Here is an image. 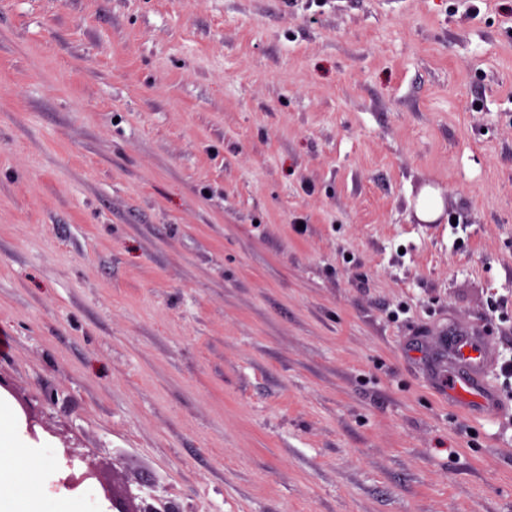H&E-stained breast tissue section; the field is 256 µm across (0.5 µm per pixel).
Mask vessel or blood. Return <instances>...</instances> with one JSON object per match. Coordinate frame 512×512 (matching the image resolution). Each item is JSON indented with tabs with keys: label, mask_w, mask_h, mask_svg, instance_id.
Segmentation results:
<instances>
[{
	"label": "vessel or blood",
	"mask_w": 512,
	"mask_h": 512,
	"mask_svg": "<svg viewBox=\"0 0 512 512\" xmlns=\"http://www.w3.org/2000/svg\"><path fill=\"white\" fill-rule=\"evenodd\" d=\"M414 349L427 362L430 384L454 406L484 416L507 411L508 405L488 382L498 363V349L485 328H460L437 337H416Z\"/></svg>",
	"instance_id": "b4317fda"
}]
</instances>
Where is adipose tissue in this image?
<instances>
[{"label":"adipose tissue","instance_id":"ef3b65f1","mask_svg":"<svg viewBox=\"0 0 512 512\" xmlns=\"http://www.w3.org/2000/svg\"><path fill=\"white\" fill-rule=\"evenodd\" d=\"M19 424L10 403L0 398V512H91L86 503L73 504L66 497L41 498L30 494L25 482H38L44 458L19 454Z\"/></svg>","mask_w":512,"mask_h":512}]
</instances>
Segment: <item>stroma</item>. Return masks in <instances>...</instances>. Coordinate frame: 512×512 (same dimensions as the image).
I'll list each match as a JSON object with an SVG mask.
<instances>
[{
	"label": "stroma",
	"mask_w": 512,
	"mask_h": 512,
	"mask_svg": "<svg viewBox=\"0 0 512 512\" xmlns=\"http://www.w3.org/2000/svg\"><path fill=\"white\" fill-rule=\"evenodd\" d=\"M0 0V397L101 512H512V0ZM438 221L416 210L426 190ZM80 483L65 488L68 475ZM414 341L416 358L427 359L428 381L454 406L478 416L508 410L486 379L498 363V349L485 328L445 330L441 336H416Z\"/></svg>",
	"instance_id": "35a3bbf8"
}]
</instances>
